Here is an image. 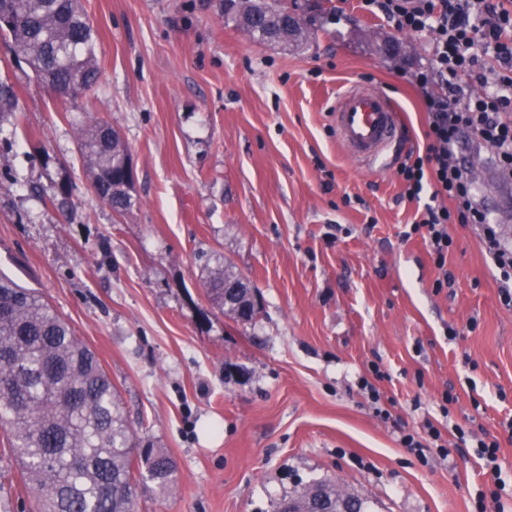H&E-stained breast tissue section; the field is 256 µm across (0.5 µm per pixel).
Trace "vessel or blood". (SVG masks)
<instances>
[{
  "instance_id": "vessel-or-blood-1",
  "label": "vessel or blood",
  "mask_w": 512,
  "mask_h": 512,
  "mask_svg": "<svg viewBox=\"0 0 512 512\" xmlns=\"http://www.w3.org/2000/svg\"><path fill=\"white\" fill-rule=\"evenodd\" d=\"M329 117L348 153L367 164H383L400 134L394 102L374 87L360 84L347 87L337 97Z\"/></svg>"
}]
</instances>
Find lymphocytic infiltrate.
Returning a JSON list of instances; mask_svg holds the SVG:
<instances>
[{"label": "lymphocytic infiltrate", "mask_w": 512, "mask_h": 512, "mask_svg": "<svg viewBox=\"0 0 512 512\" xmlns=\"http://www.w3.org/2000/svg\"><path fill=\"white\" fill-rule=\"evenodd\" d=\"M395 30L432 36L430 67L416 77L427 114L426 143L398 166L401 195L416 211L402 241L420 237L439 275L441 289L453 284L449 231L475 229L500 280V300L512 307V243L504 241L481 208L466 167L451 154L463 131L489 147L505 176H512V0H361ZM478 85L469 90L462 77Z\"/></svg>", "instance_id": "1"}]
</instances>
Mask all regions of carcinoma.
Wrapping results in <instances>:
<instances>
[{
	"label": "carcinoma",
	"mask_w": 512,
	"mask_h": 512,
	"mask_svg": "<svg viewBox=\"0 0 512 512\" xmlns=\"http://www.w3.org/2000/svg\"><path fill=\"white\" fill-rule=\"evenodd\" d=\"M224 19L258 42H308V25L279 0H222ZM0 40L37 78L76 102L97 83L93 26L72 0H0ZM17 106L0 81V122ZM79 150L92 188L114 212L134 205L127 146L106 123L83 129ZM205 287L234 319L251 322L254 285L218 266ZM0 425L37 512H134L139 476L167 487L164 451L134 456L132 434L96 354L33 288L0 272Z\"/></svg>",
	"instance_id": "1"
}]
</instances>
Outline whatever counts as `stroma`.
<instances>
[{
	"mask_svg": "<svg viewBox=\"0 0 512 512\" xmlns=\"http://www.w3.org/2000/svg\"><path fill=\"white\" fill-rule=\"evenodd\" d=\"M99 79L55 97L0 43L18 109L0 123V272L36 289L112 380L137 449L167 452L175 482L142 481L136 512H274L318 482L370 512H476L481 462L456 428L500 442L512 481V309L477 237L453 227L451 287L421 238L396 164L360 170L329 123L339 93L379 88L401 113V152L427 128L413 77L426 36L360 0H281L307 44L251 40L220 0H80ZM133 167L123 214L91 189L78 152L93 120ZM71 187L62 215L52 198ZM256 287L257 319L224 313L204 265ZM380 366V406L361 379ZM454 397L441 412L444 393ZM432 421L443 448L405 434ZM34 501L0 431V512Z\"/></svg>",
	"mask_w": 512,
	"mask_h": 512,
	"instance_id": "obj_1",
	"label": "stroma"
}]
</instances>
